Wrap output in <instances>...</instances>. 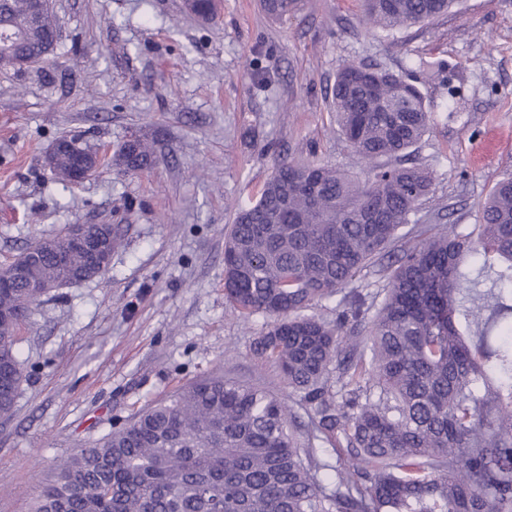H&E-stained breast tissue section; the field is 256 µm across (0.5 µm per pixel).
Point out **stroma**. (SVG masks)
<instances>
[{"mask_svg":"<svg viewBox=\"0 0 512 512\" xmlns=\"http://www.w3.org/2000/svg\"><path fill=\"white\" fill-rule=\"evenodd\" d=\"M222 2L204 22L184 0H50L53 51L0 68V267L73 224L120 239L105 276L52 291L16 333L23 379L0 420V512H32L61 461L202 375L288 396L253 354L269 317L241 320L224 298V234L280 159L359 171L330 112L343 65L394 71L431 104L414 153L434 174L421 227L470 231L512 164V0H457L391 34L365 29L361 0H303L281 20L259 0ZM65 135L116 151L138 136L156 162L65 185L45 165ZM493 137L499 150L474 164Z\"/></svg>","mask_w":512,"mask_h":512,"instance_id":"35a3bbf8","label":"stroma"}]
</instances>
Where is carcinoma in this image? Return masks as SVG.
<instances>
[{
	"label": "carcinoma",
	"instance_id": "cac0c4a2",
	"mask_svg": "<svg viewBox=\"0 0 512 512\" xmlns=\"http://www.w3.org/2000/svg\"><path fill=\"white\" fill-rule=\"evenodd\" d=\"M451 0H363L364 20L388 34L448 12ZM274 18L299 0H260ZM51 14L28 0L0 14V50H53ZM331 106L364 177L290 158L224 237V297L246 318H273L254 343L305 409L266 387L222 375L190 382L126 426L60 463L34 512H512V166L477 204L466 233L416 231L431 173L405 165L428 132L431 108L400 75L348 63ZM128 173L155 163L142 139L119 151ZM409 227L406 233L402 228ZM42 238L7 267L31 276L0 288V417L22 381L17 326L42 297L85 278V256L65 267ZM379 291H351L331 322L314 312L365 268ZM336 381H331V373ZM346 452L319 457L315 442Z\"/></svg>",
	"mask_w": 512,
	"mask_h": 512
}]
</instances>
